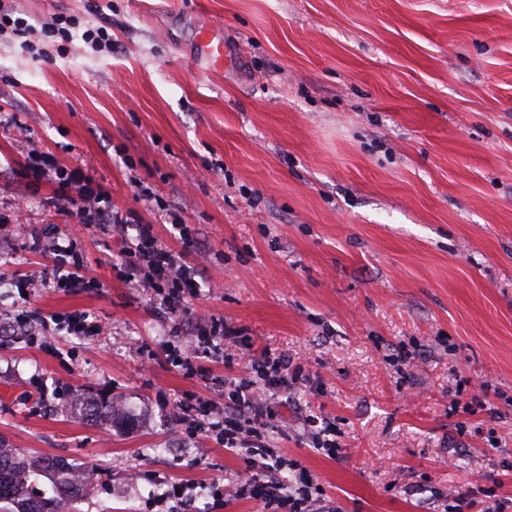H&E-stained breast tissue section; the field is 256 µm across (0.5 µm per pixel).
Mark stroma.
I'll list each match as a JSON object with an SVG mask.
<instances>
[{
	"instance_id": "obj_1",
	"label": "stroma",
	"mask_w": 512,
	"mask_h": 512,
	"mask_svg": "<svg viewBox=\"0 0 512 512\" xmlns=\"http://www.w3.org/2000/svg\"><path fill=\"white\" fill-rule=\"evenodd\" d=\"M149 2L6 0L33 31L0 30V436L90 472L79 512H181L156 502L172 481L193 512H256L233 495L242 460L171 413L270 352L307 377L272 399L269 443L342 512H445L475 472L512 499V0ZM203 26L223 68L200 57ZM84 162L115 215L197 268L187 306L223 320V357L98 227L73 250L99 287L19 289L51 262L44 226L78 221L27 165ZM75 314L104 332L70 335ZM486 386L497 398L467 411ZM87 390L136 407L135 428L71 417Z\"/></svg>"
}]
</instances>
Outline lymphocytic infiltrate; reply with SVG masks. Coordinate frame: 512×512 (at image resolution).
I'll return each mask as SVG.
<instances>
[{"label":"lymphocytic infiltrate","instance_id":"1","mask_svg":"<svg viewBox=\"0 0 512 512\" xmlns=\"http://www.w3.org/2000/svg\"><path fill=\"white\" fill-rule=\"evenodd\" d=\"M58 193L75 208L77 215H93L98 226L117 224L121 238V257L125 265L143 273L142 287L152 289L164 314L180 319L186 312L188 297L198 292L196 271L182 254L164 244L155 225L132 217L117 220L110 209L102 207L103 192L82 170L59 178ZM48 250L54 256L36 279L26 287L55 284L60 288H94L96 279L87 277L71 245L61 244L58 236L48 234ZM246 377L230 386L224 394L225 452L242 457L245 472L236 482L234 495L255 504L258 512H340L338 505L323 497L311 476L298 471L294 481L282 473L284 456L275 453L265 441L272 418L269 395L303 378L300 365L283 356L264 355L249 361Z\"/></svg>","mask_w":512,"mask_h":512}]
</instances>
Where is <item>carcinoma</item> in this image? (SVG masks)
Returning a JSON list of instances; mask_svg holds the SVG:
<instances>
[{"label": "carcinoma", "instance_id": "carcinoma-1", "mask_svg": "<svg viewBox=\"0 0 512 512\" xmlns=\"http://www.w3.org/2000/svg\"><path fill=\"white\" fill-rule=\"evenodd\" d=\"M73 409L87 422L133 427L138 423L134 411L120 412L112 401L78 394ZM45 477L50 488H38ZM90 475L67 460L53 456H32L14 451L0 441V512H63L94 491Z\"/></svg>", "mask_w": 512, "mask_h": 512}]
</instances>
